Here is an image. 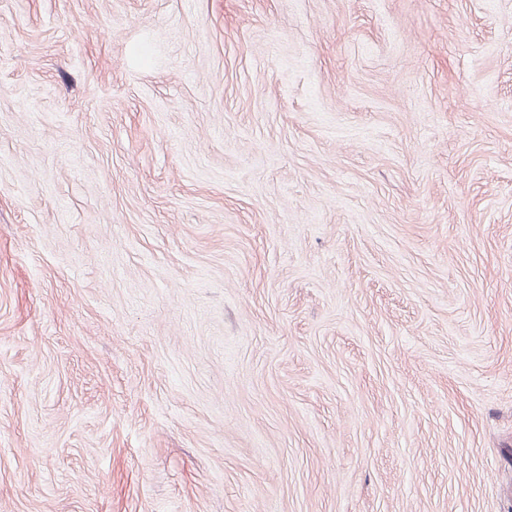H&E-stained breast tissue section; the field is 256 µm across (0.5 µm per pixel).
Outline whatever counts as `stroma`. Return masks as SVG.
Masks as SVG:
<instances>
[{
    "instance_id": "stroma-1",
    "label": "stroma",
    "mask_w": 512,
    "mask_h": 512,
    "mask_svg": "<svg viewBox=\"0 0 512 512\" xmlns=\"http://www.w3.org/2000/svg\"><path fill=\"white\" fill-rule=\"evenodd\" d=\"M0 512H512V0H0Z\"/></svg>"
}]
</instances>
